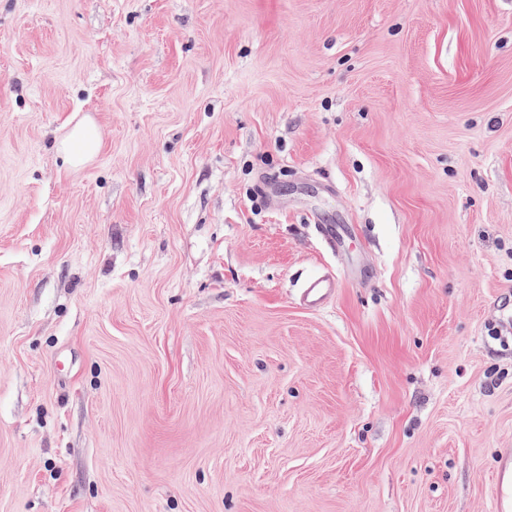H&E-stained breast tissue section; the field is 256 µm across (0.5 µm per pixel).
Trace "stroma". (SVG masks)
Segmentation results:
<instances>
[{
  "label": "stroma",
  "mask_w": 512,
  "mask_h": 512,
  "mask_svg": "<svg viewBox=\"0 0 512 512\" xmlns=\"http://www.w3.org/2000/svg\"><path fill=\"white\" fill-rule=\"evenodd\" d=\"M503 448L512 0H0V512H494ZM100 149L101 135L98 127L92 119L83 117L64 134L58 152L65 165L79 169L95 160ZM339 281L336 277H317L307 282L302 291L304 302L313 309H321L336 296Z\"/></svg>",
  "instance_id": "1"
}]
</instances>
